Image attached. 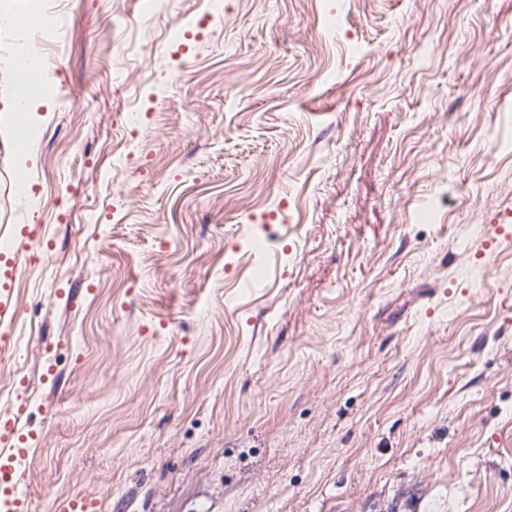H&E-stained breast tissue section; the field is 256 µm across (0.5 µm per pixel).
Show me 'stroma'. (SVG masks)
Listing matches in <instances>:
<instances>
[{
    "mask_svg": "<svg viewBox=\"0 0 512 512\" xmlns=\"http://www.w3.org/2000/svg\"><path fill=\"white\" fill-rule=\"evenodd\" d=\"M48 9L16 112L0 0L34 512H512V0Z\"/></svg>",
    "mask_w": 512,
    "mask_h": 512,
    "instance_id": "stroma-1",
    "label": "stroma"
}]
</instances>
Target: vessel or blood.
<instances>
[{
	"label": "vessel or blood",
	"instance_id": "vessel-or-blood-1",
	"mask_svg": "<svg viewBox=\"0 0 512 512\" xmlns=\"http://www.w3.org/2000/svg\"><path fill=\"white\" fill-rule=\"evenodd\" d=\"M29 437L20 433L16 419L0 416V512H33L19 472L29 458Z\"/></svg>",
	"mask_w": 512,
	"mask_h": 512
}]
</instances>
